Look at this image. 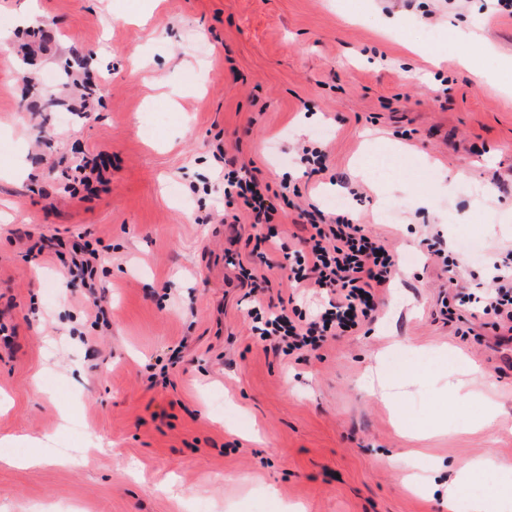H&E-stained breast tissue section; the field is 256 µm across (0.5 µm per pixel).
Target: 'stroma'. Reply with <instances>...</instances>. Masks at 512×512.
I'll use <instances>...</instances> for the list:
<instances>
[{
	"label": "stroma",
	"mask_w": 512,
	"mask_h": 512,
	"mask_svg": "<svg viewBox=\"0 0 512 512\" xmlns=\"http://www.w3.org/2000/svg\"><path fill=\"white\" fill-rule=\"evenodd\" d=\"M26 2L0 0V163L24 169L0 176V512H438L400 469L512 468V342L481 304L459 321L441 304L484 296L512 252L511 13L495 0H36L21 28ZM463 54L506 94L475 85ZM81 56L106 90L61 125ZM303 145L323 151L321 173L297 175ZM99 152L108 191L70 197L71 166ZM388 157L379 191L358 168ZM228 160L273 193L267 264L250 255L267 226L224 205ZM311 204L348 210L405 263L368 319L288 356L253 334L238 272L266 275L259 297L278 310ZM56 237L96 249L110 327L40 250ZM412 367L397 417L367 375ZM451 376L470 378V399L443 397ZM490 400L502 422L484 423Z\"/></svg>",
	"instance_id": "stroma-1"
}]
</instances>
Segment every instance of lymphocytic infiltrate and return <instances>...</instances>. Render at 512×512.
Instances as JSON below:
<instances>
[{
	"mask_svg": "<svg viewBox=\"0 0 512 512\" xmlns=\"http://www.w3.org/2000/svg\"><path fill=\"white\" fill-rule=\"evenodd\" d=\"M224 203L242 201L255 222L268 219L274 206L268 186L246 170L224 174ZM304 248L290 255V279L297 289L327 295V309L313 314L280 309L266 314L262 304H254L248 315L252 331L270 342L273 350L292 354L316 350L328 338L336 337L368 318L379 289L388 287L396 273L395 260L384 244L368 235L358 224L336 216L331 223H315ZM494 286L483 298L484 313L494 314L498 327L512 334V263L493 279Z\"/></svg>",
	"mask_w": 512,
	"mask_h": 512,
	"instance_id": "f902f5d3",
	"label": "lymphocytic infiltrate"
}]
</instances>
